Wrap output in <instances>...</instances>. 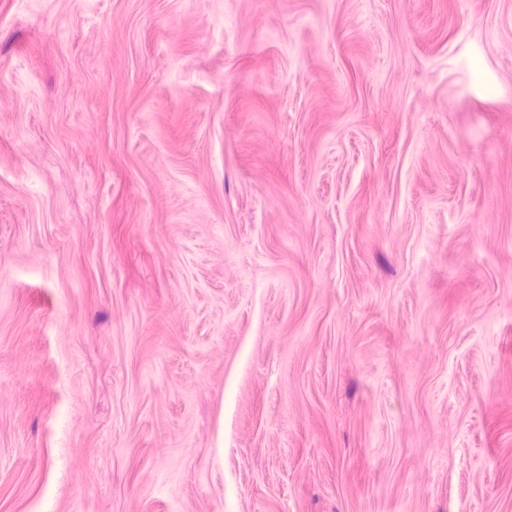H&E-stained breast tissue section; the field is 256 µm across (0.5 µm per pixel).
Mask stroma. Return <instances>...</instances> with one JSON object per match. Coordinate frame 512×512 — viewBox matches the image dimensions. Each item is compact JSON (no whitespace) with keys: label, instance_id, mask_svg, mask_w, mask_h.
<instances>
[{"label":"stroma","instance_id":"obj_1","mask_svg":"<svg viewBox=\"0 0 512 512\" xmlns=\"http://www.w3.org/2000/svg\"><path fill=\"white\" fill-rule=\"evenodd\" d=\"M0 512H512V0H0Z\"/></svg>","mask_w":512,"mask_h":512}]
</instances>
